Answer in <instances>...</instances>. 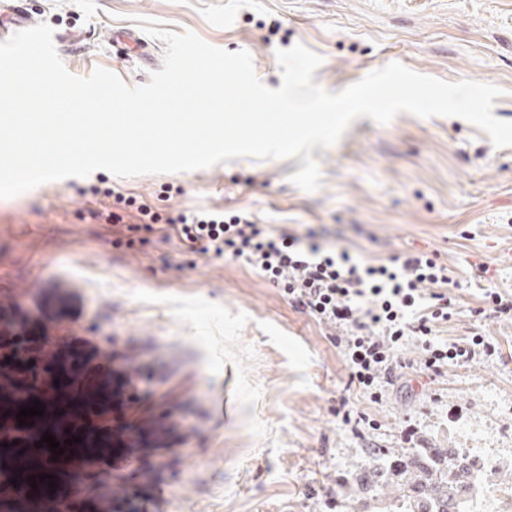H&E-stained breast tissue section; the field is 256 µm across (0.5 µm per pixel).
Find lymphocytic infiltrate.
I'll return each instance as SVG.
<instances>
[{
	"mask_svg": "<svg viewBox=\"0 0 512 512\" xmlns=\"http://www.w3.org/2000/svg\"><path fill=\"white\" fill-rule=\"evenodd\" d=\"M91 194L112 200L107 233L113 244L131 248L175 237L188 252L230 257L258 270L291 305L323 324L347 371V394L337 399L334 413L358 439L375 422L351 405L349 392L375 403L407 371L434 381L449 366L502 355L499 341L479 328L448 342L439 339V326L460 308V282L435 254L406 252L371 261L330 244L312 228L302 234L273 229L245 212L228 216L202 209L164 216L153 204L135 203L114 189L95 188ZM411 341L418 349L414 359L403 353Z\"/></svg>",
	"mask_w": 512,
	"mask_h": 512,
	"instance_id": "1",
	"label": "lymphocytic infiltrate"
}]
</instances>
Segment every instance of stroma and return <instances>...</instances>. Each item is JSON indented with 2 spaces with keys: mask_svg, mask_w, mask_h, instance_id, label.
<instances>
[{
  "mask_svg": "<svg viewBox=\"0 0 512 512\" xmlns=\"http://www.w3.org/2000/svg\"><path fill=\"white\" fill-rule=\"evenodd\" d=\"M53 30L67 70L103 67L131 87L161 66L165 44L145 27L190 31L245 50L257 77L281 85L278 49L303 45L323 59L313 80L339 92L399 62L454 82L504 90L493 114L512 121V0H27ZM277 36H269L271 21ZM125 29L147 46L116 55ZM322 185L289 180L303 160L241 158L173 174L118 177L98 170L0 199V338L50 336L116 390L148 431L113 429L94 467L120 494L87 493L82 512H323L369 459L331 409L345 393L343 359L326 330L259 272L185 251L178 240L134 251L86 219L87 187L119 188L170 211H245L260 223L326 229L329 242L364 258L437 253L456 268L465 309L442 325L453 339L473 327L484 289L512 290V148L459 117L408 113L388 124L361 117L340 141L314 147ZM503 359L453 367L432 384L408 373L382 402L351 404L378 427L380 448L403 450L404 420L427 447L486 448L512 464V321H487Z\"/></svg>",
  "mask_w": 512,
  "mask_h": 512,
  "instance_id": "1",
  "label": "stroma"
}]
</instances>
